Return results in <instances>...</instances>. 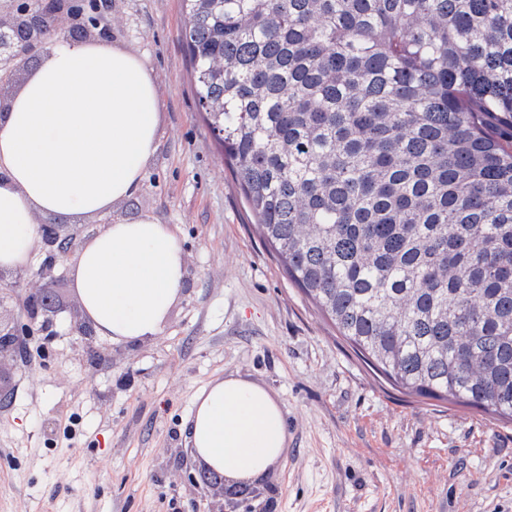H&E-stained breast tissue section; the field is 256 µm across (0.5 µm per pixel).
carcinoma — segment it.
<instances>
[{
    "label": "carcinoma",
    "mask_w": 512,
    "mask_h": 512,
    "mask_svg": "<svg viewBox=\"0 0 512 512\" xmlns=\"http://www.w3.org/2000/svg\"><path fill=\"white\" fill-rule=\"evenodd\" d=\"M288 277L394 388L512 421V0H181Z\"/></svg>",
    "instance_id": "carcinoma-1"
}]
</instances>
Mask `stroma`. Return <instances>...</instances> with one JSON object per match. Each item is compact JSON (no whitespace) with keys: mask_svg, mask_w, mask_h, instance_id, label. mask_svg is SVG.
<instances>
[{"mask_svg":"<svg viewBox=\"0 0 512 512\" xmlns=\"http://www.w3.org/2000/svg\"><path fill=\"white\" fill-rule=\"evenodd\" d=\"M112 15L161 100L143 188L95 219L62 224L68 258L119 220L170 225L187 268L160 333L116 344L69 333V277L52 340H24L0 373V512H512V422L396 390L336 329L265 243L200 111L180 0H69ZM237 373L274 392L283 459L248 493L204 483L184 424L196 392ZM75 415V437L60 419Z\"/></svg>","mask_w":512,"mask_h":512,"instance_id":"35a3bbf8","label":"stroma"}]
</instances>
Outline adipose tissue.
I'll return each instance as SVG.
<instances>
[{"label":"adipose tissue","instance_id":"ef3b65f1","mask_svg":"<svg viewBox=\"0 0 512 512\" xmlns=\"http://www.w3.org/2000/svg\"><path fill=\"white\" fill-rule=\"evenodd\" d=\"M160 111L143 56L103 40L49 46L0 113V271L30 266L38 218H92L140 190ZM69 275L98 335L136 343L160 334L187 272L174 230L146 215L85 240ZM185 439L207 468L255 482L286 453L288 427L266 386L230 374L198 390Z\"/></svg>","mask_w":512,"mask_h":512}]
</instances>
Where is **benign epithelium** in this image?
Here are the masks:
<instances>
[{"mask_svg": "<svg viewBox=\"0 0 512 512\" xmlns=\"http://www.w3.org/2000/svg\"><path fill=\"white\" fill-rule=\"evenodd\" d=\"M66 0H47L43 10L4 9L0 6V84L14 76L21 61L38 56L48 41L46 36L47 16L54 19L55 32L70 30L74 35L87 38L89 28L99 34L112 33L109 17L99 14L88 27L81 22L70 21L66 11ZM62 241L60 226L45 224L42 227L43 250L50 260L39 265L31 276L43 283V287L29 293V322L3 323L0 321V392L3 391V367L16 359L17 346L22 336H33L39 332L45 336L56 335L55 326L58 307L52 292L55 281L54 270L59 256L57 250Z\"/></svg>", "mask_w": 512, "mask_h": 512, "instance_id": "obj_1", "label": "benign epithelium"}]
</instances>
